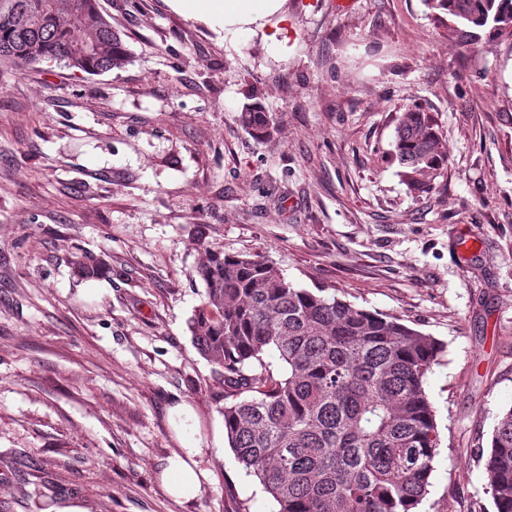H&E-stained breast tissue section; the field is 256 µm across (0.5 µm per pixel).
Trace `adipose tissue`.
Here are the masks:
<instances>
[{
  "label": "adipose tissue",
  "mask_w": 512,
  "mask_h": 512,
  "mask_svg": "<svg viewBox=\"0 0 512 512\" xmlns=\"http://www.w3.org/2000/svg\"><path fill=\"white\" fill-rule=\"evenodd\" d=\"M283 0H175L187 14L221 26L225 32L239 37L265 26L268 18L279 13ZM202 450L193 445L169 456L161 478L169 494L179 500L195 499L202 487L204 473L197 459Z\"/></svg>",
  "instance_id": "1"
}]
</instances>
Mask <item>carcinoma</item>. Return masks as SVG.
<instances>
[{
    "label": "carcinoma",
    "instance_id": "1",
    "mask_svg": "<svg viewBox=\"0 0 512 512\" xmlns=\"http://www.w3.org/2000/svg\"><path fill=\"white\" fill-rule=\"evenodd\" d=\"M427 15L512 32V0H421ZM129 49L98 0H0V65L56 61L87 74L123 68ZM239 120L264 140L277 131L257 104ZM400 177L436 189L448 161L434 120L414 106L393 141ZM204 299L189 321L224 383V430L246 474L276 512H415L428 494L440 433L426 390L445 345L393 315L297 288L273 262L206 250ZM274 350L275 371L263 355ZM496 512H512V407L484 461Z\"/></svg>",
    "mask_w": 512,
    "mask_h": 512
}]
</instances>
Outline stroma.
I'll use <instances>...</instances> for the list:
<instances>
[{"instance_id": "1", "label": "stroma", "mask_w": 512, "mask_h": 512, "mask_svg": "<svg viewBox=\"0 0 512 512\" xmlns=\"http://www.w3.org/2000/svg\"><path fill=\"white\" fill-rule=\"evenodd\" d=\"M99 5L123 69H0V512H273L188 328L209 248L445 343L419 512H495L479 451L512 407V37L460 42L420 0H285L274 50L171 0ZM253 102L273 139L240 125ZM416 103L448 152L422 196L392 153ZM84 253L98 279L75 275ZM190 443L207 477L184 501L159 473Z\"/></svg>"}]
</instances>
